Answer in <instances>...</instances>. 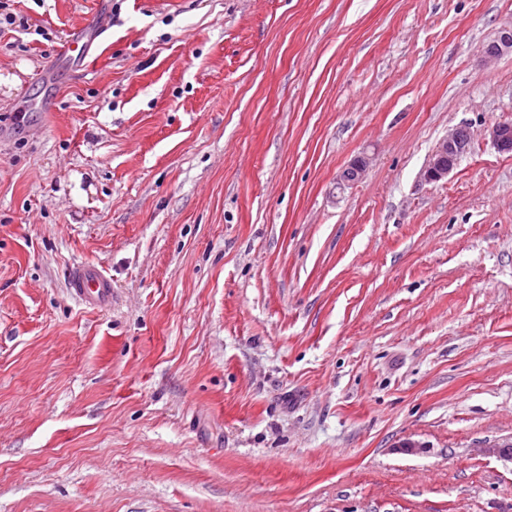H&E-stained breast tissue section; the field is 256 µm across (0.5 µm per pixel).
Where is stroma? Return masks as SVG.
I'll return each mask as SVG.
<instances>
[{
	"label": "stroma",
	"instance_id": "obj_1",
	"mask_svg": "<svg viewBox=\"0 0 512 512\" xmlns=\"http://www.w3.org/2000/svg\"><path fill=\"white\" fill-rule=\"evenodd\" d=\"M0 9V512H512V0ZM507 53H512V29L501 31L483 48V57L487 62L496 60ZM472 134L469 126L459 125L453 128L435 150L424 166L421 178L426 183H436L448 176L462 156L470 149ZM370 165V159L361 155L356 157L339 175L338 184L341 186H350L360 182ZM70 289L82 302L94 307H106L112 302V279L93 265L75 269L70 276Z\"/></svg>",
	"mask_w": 512,
	"mask_h": 512
}]
</instances>
